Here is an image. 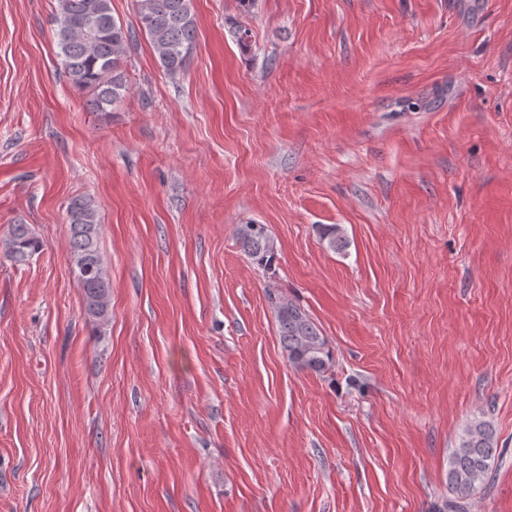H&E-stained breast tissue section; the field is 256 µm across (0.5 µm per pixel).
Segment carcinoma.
Returning a JSON list of instances; mask_svg holds the SVG:
<instances>
[{"label":"carcinoma","instance_id":"obj_1","mask_svg":"<svg viewBox=\"0 0 512 512\" xmlns=\"http://www.w3.org/2000/svg\"><path fill=\"white\" fill-rule=\"evenodd\" d=\"M53 14L61 66L69 83L89 94L87 105L110 113L128 90L123 68L128 45L142 32L150 40L162 67L172 76L186 67L193 49L196 27L191 0H136L137 27L112 15V0H56ZM69 246L73 270L83 288L89 318L107 319L112 284L99 252L100 224L94 201L76 196L67 207ZM240 247L257 265L270 270L276 245L265 224H242L237 229ZM328 247L342 251L347 242L333 225L323 232ZM39 241L26 224H15L7 242L8 255L27 261ZM279 326V339L289 364L318 375L331 365L327 340L299 304L270 297ZM497 452L495 430L483 419L463 429L458 448L448 464V485L468 495L486 481Z\"/></svg>","mask_w":512,"mask_h":512}]
</instances>
